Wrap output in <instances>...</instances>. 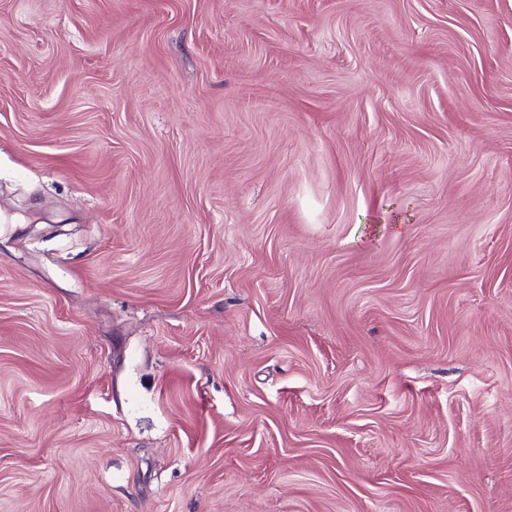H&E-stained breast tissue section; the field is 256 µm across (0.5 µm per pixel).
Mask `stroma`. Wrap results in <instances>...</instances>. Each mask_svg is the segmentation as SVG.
Segmentation results:
<instances>
[{
  "label": "stroma",
  "mask_w": 512,
  "mask_h": 512,
  "mask_svg": "<svg viewBox=\"0 0 512 512\" xmlns=\"http://www.w3.org/2000/svg\"><path fill=\"white\" fill-rule=\"evenodd\" d=\"M0 512H512V0H0ZM65 220L53 221L49 217L38 213L36 209H20V212H10L1 206L0 201V223L1 224H61Z\"/></svg>",
  "instance_id": "1"
}]
</instances>
